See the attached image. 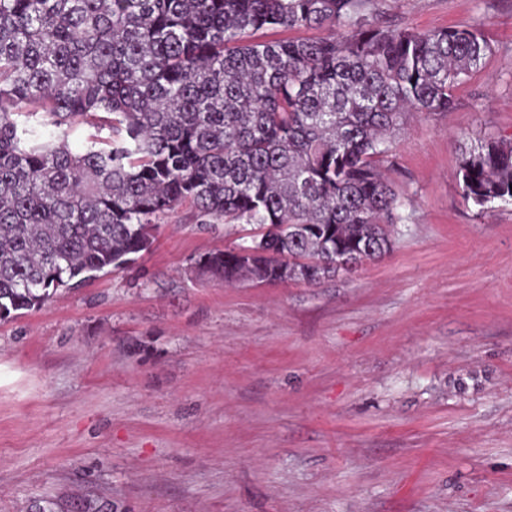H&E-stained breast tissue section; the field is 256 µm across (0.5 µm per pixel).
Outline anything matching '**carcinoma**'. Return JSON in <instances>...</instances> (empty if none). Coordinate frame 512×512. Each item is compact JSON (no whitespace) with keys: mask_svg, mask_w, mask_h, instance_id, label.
<instances>
[{"mask_svg":"<svg viewBox=\"0 0 512 512\" xmlns=\"http://www.w3.org/2000/svg\"><path fill=\"white\" fill-rule=\"evenodd\" d=\"M369 2L0 0V320L135 261L185 202L265 227L200 257L226 282L316 284L390 252L403 202L378 163L495 49L474 25L372 23ZM457 177L479 208L512 201V141L477 142Z\"/></svg>","mask_w":512,"mask_h":512,"instance_id":"obj_1","label":"carcinoma"}]
</instances>
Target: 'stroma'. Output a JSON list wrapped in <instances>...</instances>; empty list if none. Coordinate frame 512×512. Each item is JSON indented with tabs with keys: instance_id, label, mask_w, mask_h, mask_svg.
Segmentation results:
<instances>
[{
	"instance_id": "stroma-1",
	"label": "stroma",
	"mask_w": 512,
	"mask_h": 512,
	"mask_svg": "<svg viewBox=\"0 0 512 512\" xmlns=\"http://www.w3.org/2000/svg\"><path fill=\"white\" fill-rule=\"evenodd\" d=\"M494 56L380 168L394 247L318 284H233L199 256L259 234L179 207L132 264L0 321V512H512V203L456 179L512 141V0H372Z\"/></svg>"
}]
</instances>
